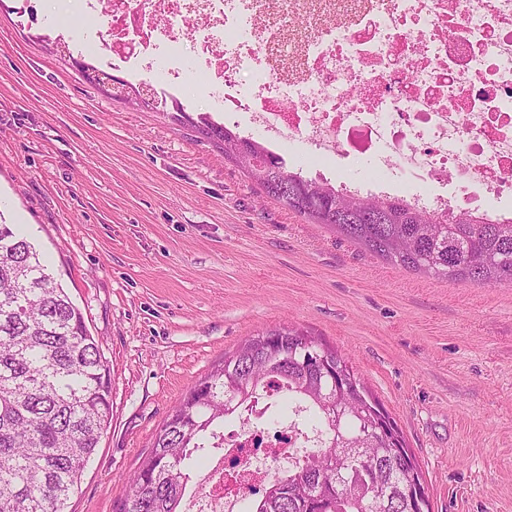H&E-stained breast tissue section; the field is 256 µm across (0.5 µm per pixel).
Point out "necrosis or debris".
<instances>
[{"instance_id":"necrosis-or-debris-1","label":"necrosis or debris","mask_w":512,"mask_h":512,"mask_svg":"<svg viewBox=\"0 0 512 512\" xmlns=\"http://www.w3.org/2000/svg\"><path fill=\"white\" fill-rule=\"evenodd\" d=\"M60 34L98 66L166 101L202 83L207 111L271 154L304 146L328 162L376 158L393 175L358 193L432 213L445 196L404 174L478 184L512 198V0H71ZM274 434L226 421L224 450L183 512H246L307 451L291 416Z\"/></svg>"}]
</instances>
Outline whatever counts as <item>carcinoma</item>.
<instances>
[{"label": "carcinoma", "mask_w": 512, "mask_h": 512, "mask_svg": "<svg viewBox=\"0 0 512 512\" xmlns=\"http://www.w3.org/2000/svg\"><path fill=\"white\" fill-rule=\"evenodd\" d=\"M144 105L191 124L267 196L405 269L477 286L512 284V221L466 208L442 216L403 198L349 193L311 178L207 114ZM279 384L313 409L322 441L253 500L251 512H411L396 422L348 356L294 326L259 333L174 406L116 512H182L228 406ZM112 412L110 371L81 310L35 245L0 218V512H71L69 501Z\"/></svg>", "instance_id": "carcinoma-1"}]
</instances>
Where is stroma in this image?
Listing matches in <instances>:
<instances>
[{
    "mask_svg": "<svg viewBox=\"0 0 512 512\" xmlns=\"http://www.w3.org/2000/svg\"><path fill=\"white\" fill-rule=\"evenodd\" d=\"M0 0V216L82 310L110 426L72 512H115L179 399L225 352L293 324L352 361L431 512H512V286L419 275L266 197L222 150L112 99Z\"/></svg>",
    "mask_w": 512,
    "mask_h": 512,
    "instance_id": "1",
    "label": "stroma"
}]
</instances>
